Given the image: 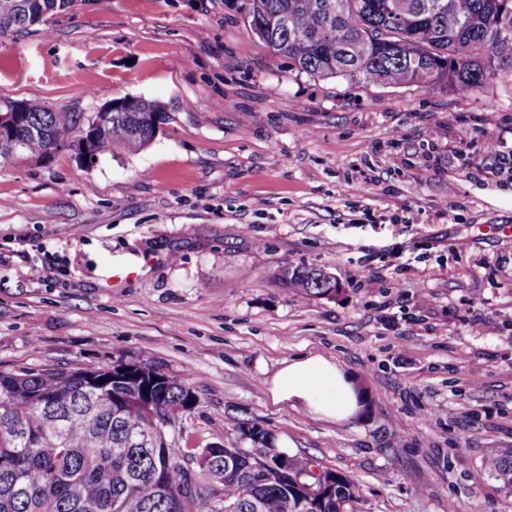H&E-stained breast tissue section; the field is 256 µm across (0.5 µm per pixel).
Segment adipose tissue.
<instances>
[{
    "label": "adipose tissue",
    "instance_id": "ef3b65f1",
    "mask_svg": "<svg viewBox=\"0 0 512 512\" xmlns=\"http://www.w3.org/2000/svg\"><path fill=\"white\" fill-rule=\"evenodd\" d=\"M269 391L274 403L335 422L348 421L361 409L362 394L354 378L320 354L283 361Z\"/></svg>",
    "mask_w": 512,
    "mask_h": 512
}]
</instances>
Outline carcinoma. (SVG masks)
<instances>
[{
  "mask_svg": "<svg viewBox=\"0 0 512 512\" xmlns=\"http://www.w3.org/2000/svg\"><path fill=\"white\" fill-rule=\"evenodd\" d=\"M501 0H245L252 33L288 67L318 78L342 77L379 86H417L431 93L473 90L512 67V14ZM36 0H0V36L42 25ZM370 28L391 42L364 38ZM21 104V154L45 158L65 147L55 137L77 122L67 112ZM169 120L165 107L145 99L96 115L95 153L141 149L154 138L151 122ZM286 287L320 297V269L287 265ZM102 380L112 407L95 406ZM197 404L190 384L142 362L111 367L79 364L0 370V512H356L360 487L332 469L311 488L315 464L288 456L256 458L237 443L171 450L156 419L172 408L188 414ZM483 466L512 492V448L489 452Z\"/></svg>",
  "mask_w": 512,
  "mask_h": 512,
  "instance_id": "obj_1",
  "label": "carcinoma"
}]
</instances>
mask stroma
<instances>
[{
    "label": "stroma",
    "mask_w": 512,
    "mask_h": 512,
    "mask_svg": "<svg viewBox=\"0 0 512 512\" xmlns=\"http://www.w3.org/2000/svg\"><path fill=\"white\" fill-rule=\"evenodd\" d=\"M161 102L146 148L0 162V370L149 362L190 380L187 445L260 425L358 480L357 512H512V70L475 90L354 83L273 59L229 0H75L0 37V99L86 121ZM470 248L454 251L459 239ZM341 284L304 298L286 264ZM321 354L357 417L273 404ZM483 466L504 489L512 492V448L489 452L483 460Z\"/></svg>",
    "instance_id": "obj_1"
}]
</instances>
